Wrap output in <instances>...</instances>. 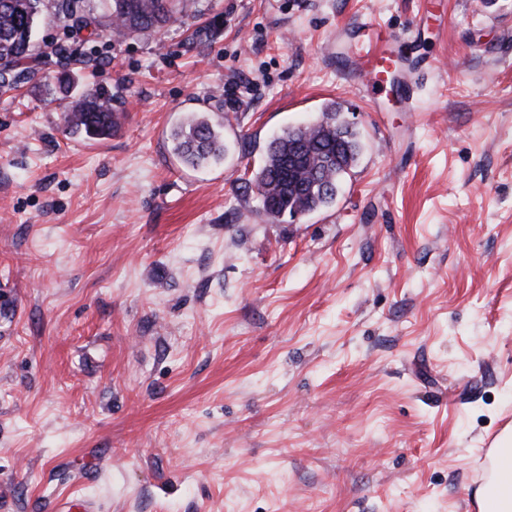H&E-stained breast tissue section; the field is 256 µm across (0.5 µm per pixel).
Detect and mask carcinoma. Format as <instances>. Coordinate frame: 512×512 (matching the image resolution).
I'll return each mask as SVG.
<instances>
[{"label":"carcinoma","instance_id":"obj_1","mask_svg":"<svg viewBox=\"0 0 512 512\" xmlns=\"http://www.w3.org/2000/svg\"><path fill=\"white\" fill-rule=\"evenodd\" d=\"M50 2L54 15L89 42L160 30L189 8L188 0H0V88H14L4 73L34 75L35 31ZM112 94L86 88L65 105L64 130L90 140L112 136ZM173 151L195 167L224 155V139L207 114L188 115L171 132ZM355 132L329 109L314 124L287 128L268 146L263 165L248 182L271 218L307 214L336 198L342 176L358 159Z\"/></svg>","mask_w":512,"mask_h":512}]
</instances>
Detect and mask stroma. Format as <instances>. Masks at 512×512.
I'll use <instances>...</instances> for the list:
<instances>
[{
	"label": "stroma",
	"mask_w": 512,
	"mask_h": 512,
	"mask_svg": "<svg viewBox=\"0 0 512 512\" xmlns=\"http://www.w3.org/2000/svg\"><path fill=\"white\" fill-rule=\"evenodd\" d=\"M365 17L421 44L413 111L339 58ZM37 41L0 93V512H474L512 415V0H190L85 44L102 141L63 127L70 27ZM332 104L358 161L269 219L248 180ZM201 108L227 151L192 169L167 135Z\"/></svg>",
	"instance_id": "stroma-1"
}]
</instances>
